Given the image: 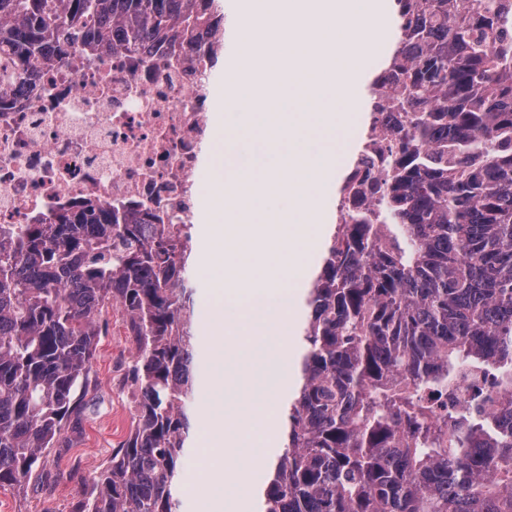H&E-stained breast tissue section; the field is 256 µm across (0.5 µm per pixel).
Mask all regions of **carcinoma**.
Returning <instances> with one entry per match:
<instances>
[{"mask_svg": "<svg viewBox=\"0 0 512 512\" xmlns=\"http://www.w3.org/2000/svg\"><path fill=\"white\" fill-rule=\"evenodd\" d=\"M370 107L404 114L371 207L339 225L306 300L286 441L259 512H512V0H394ZM93 20L97 30L83 31ZM224 27L221 0H0V49L49 59ZM192 225L101 210L0 225V488L85 412L99 316L135 358L126 438L79 512H180L198 370ZM491 391L433 421L459 366Z\"/></svg>", "mask_w": 512, "mask_h": 512, "instance_id": "cac0c4a2", "label": "carcinoma"}]
</instances>
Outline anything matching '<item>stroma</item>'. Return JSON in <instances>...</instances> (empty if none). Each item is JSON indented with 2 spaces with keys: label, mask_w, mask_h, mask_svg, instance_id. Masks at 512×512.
<instances>
[{
  "label": "stroma",
  "mask_w": 512,
  "mask_h": 512,
  "mask_svg": "<svg viewBox=\"0 0 512 512\" xmlns=\"http://www.w3.org/2000/svg\"><path fill=\"white\" fill-rule=\"evenodd\" d=\"M134 346L119 312L102 325L93 364L95 386L79 432L52 449L42 468L24 486L0 488V512H77L88 478L111 458L129 432L134 391L125 380Z\"/></svg>",
  "instance_id": "stroma-1"
}]
</instances>
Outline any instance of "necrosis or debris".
<instances>
[{"mask_svg":"<svg viewBox=\"0 0 512 512\" xmlns=\"http://www.w3.org/2000/svg\"><path fill=\"white\" fill-rule=\"evenodd\" d=\"M190 46L91 53L57 41L54 62L15 53L23 82L0 93V224H28L94 201L133 208L159 224H194L208 180L218 116L211 52ZM392 113L374 115L350 175L380 173L393 143Z\"/></svg>","mask_w":512,"mask_h":512,"instance_id":"4bbe7bcc","label":"necrosis or debris"}]
</instances>
